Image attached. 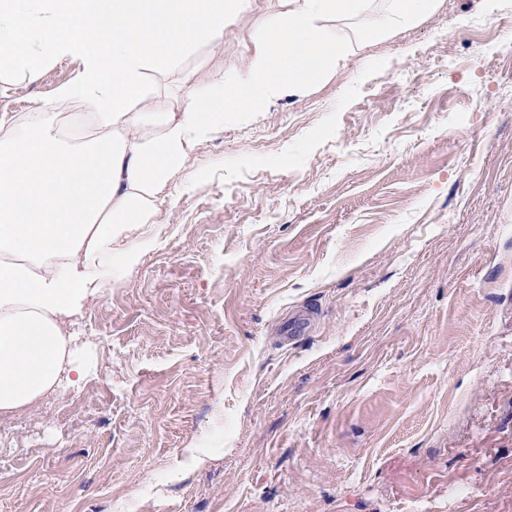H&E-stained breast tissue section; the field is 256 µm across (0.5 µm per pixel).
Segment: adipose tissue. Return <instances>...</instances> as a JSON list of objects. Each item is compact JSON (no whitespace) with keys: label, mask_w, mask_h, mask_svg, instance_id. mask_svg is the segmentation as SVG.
Returning <instances> with one entry per match:
<instances>
[{"label":"adipose tissue","mask_w":512,"mask_h":512,"mask_svg":"<svg viewBox=\"0 0 512 512\" xmlns=\"http://www.w3.org/2000/svg\"><path fill=\"white\" fill-rule=\"evenodd\" d=\"M282 0L242 66L224 67V32L255 0H0V92L77 64L56 101L0 113V419L33 412L88 375L72 322L154 249L132 224L157 213L167 183L225 120L303 94L344 72L336 25L364 16L367 37L400 33L439 0ZM189 70L196 92L157 111L151 86Z\"/></svg>","instance_id":"obj_1"}]
</instances>
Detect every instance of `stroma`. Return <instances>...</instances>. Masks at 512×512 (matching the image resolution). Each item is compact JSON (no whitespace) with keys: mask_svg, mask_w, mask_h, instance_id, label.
<instances>
[{"mask_svg":"<svg viewBox=\"0 0 512 512\" xmlns=\"http://www.w3.org/2000/svg\"><path fill=\"white\" fill-rule=\"evenodd\" d=\"M142 230L76 325L87 378L0 433V512H512V0L226 121Z\"/></svg>","mask_w":512,"mask_h":512,"instance_id":"obj_1","label":"stroma"}]
</instances>
